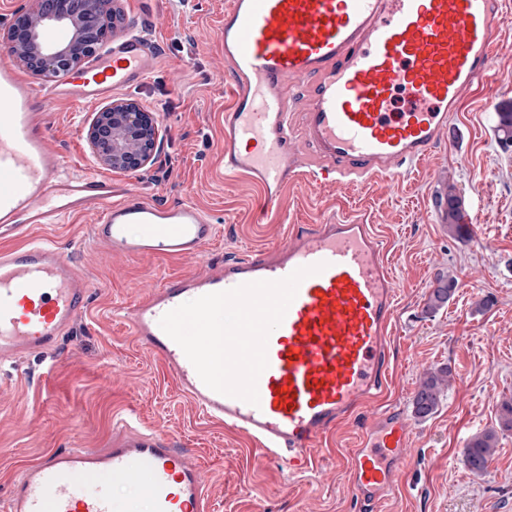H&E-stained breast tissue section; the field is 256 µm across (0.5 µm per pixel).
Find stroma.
Returning a JSON list of instances; mask_svg holds the SVG:
<instances>
[{
  "instance_id": "obj_1",
  "label": "stroma",
  "mask_w": 512,
  "mask_h": 512,
  "mask_svg": "<svg viewBox=\"0 0 512 512\" xmlns=\"http://www.w3.org/2000/svg\"><path fill=\"white\" fill-rule=\"evenodd\" d=\"M194 3L192 12L180 14L170 0L118 2L117 32L150 29L162 53L147 82L121 97L168 109L156 114L162 140L153 162L111 176L117 187L149 199L197 204L214 220L216 238L191 259H142L102 252L90 235V213L33 229V236L71 254L92 288L87 313L53 357L26 354L16 367L0 369V499L22 468L50 450L106 447L115 421L125 417L186 450L215 512H361L347 468L372 409L322 440L313 472L288 477L261 457L251 438L203 417L120 316L170 278L202 275L213 262L264 252L293 230L332 216L340 224L373 225L390 247L399 296L394 372L381 403L411 408L427 370L452 371L436 412L416 422L411 457L383 512H512V432L499 435L482 474H472L463 461L468 440L494 427L502 402L512 399V145H503L496 130L498 108L512 101V0H506L493 71L465 96L415 175L321 192L300 180L289 185L278 210L264 216L259 189L224 175V110L234 89L217 36L224 0ZM99 110L56 104L48 131L80 170L103 175L107 169L87 142ZM446 182L464 197L470 243L451 237L431 207L432 193ZM470 271L480 277L468 283ZM440 275L456 278L457 288L447 306L433 312L427 300ZM484 299L491 300L489 309L480 308ZM51 359L56 365L49 372Z\"/></svg>"
}]
</instances>
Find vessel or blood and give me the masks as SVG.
<instances>
[{
	"instance_id": "b4317fda",
	"label": "vessel or blood",
	"mask_w": 512,
	"mask_h": 512,
	"mask_svg": "<svg viewBox=\"0 0 512 512\" xmlns=\"http://www.w3.org/2000/svg\"><path fill=\"white\" fill-rule=\"evenodd\" d=\"M505 0H225L218 35L236 83L224 113V173L278 209L291 182L344 189L411 177L432 156L449 115L494 67ZM157 44L130 29L82 70L52 83L0 59V365L56 351L85 314L91 284L41 224L96 210L92 235L127 257L189 259L215 238L195 203L149 200L79 171L53 142L47 112L81 108L140 86ZM305 278L267 340L258 404L207 387L159 321L179 305L244 283ZM398 288L385 239L369 224L324 219L259 255L183 275L121 311L137 342L167 366L202 416L253 436L288 474L311 470L328 433L385 391ZM105 448H67L23 468L0 512H125L113 485L137 483L151 512H212L200 471L169 439L121 420ZM415 433L407 411L379 408L353 449L348 481L364 512L395 488Z\"/></svg>"
}]
</instances>
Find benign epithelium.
<instances>
[{
    "mask_svg": "<svg viewBox=\"0 0 512 512\" xmlns=\"http://www.w3.org/2000/svg\"><path fill=\"white\" fill-rule=\"evenodd\" d=\"M115 0H31L0 44L17 62L44 77L81 67L111 34L107 23ZM159 130L149 112L132 100H117L96 113L88 128L92 157L114 172L142 168L154 159Z\"/></svg>",
    "mask_w": 512,
    "mask_h": 512,
    "instance_id": "benign-epithelium-1",
    "label": "benign epithelium"
}]
</instances>
